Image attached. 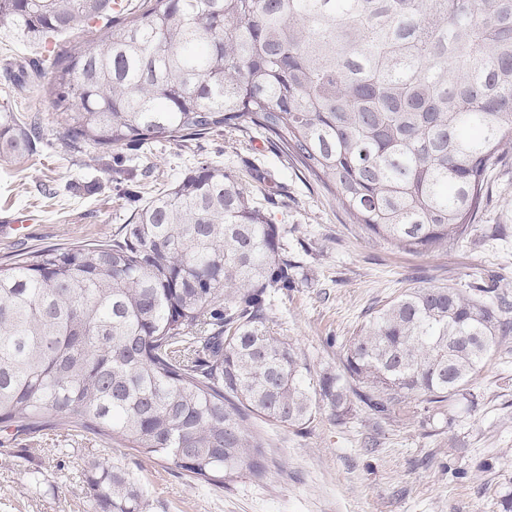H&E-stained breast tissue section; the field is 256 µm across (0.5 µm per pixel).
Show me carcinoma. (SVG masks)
<instances>
[{
	"label": "carcinoma",
	"mask_w": 512,
	"mask_h": 512,
	"mask_svg": "<svg viewBox=\"0 0 512 512\" xmlns=\"http://www.w3.org/2000/svg\"><path fill=\"white\" fill-rule=\"evenodd\" d=\"M0 0L27 41L97 29L51 65L76 146L257 130L368 234L409 252L465 238L485 174L512 142V0ZM35 116L0 113V155L35 150ZM281 228L211 163L154 196L112 238L0 266V427L51 419L105 446L170 458L226 486L268 473L250 418L306 429L350 395L377 416L472 405L473 375L512 331L456 288L405 291L313 372L267 326L292 287ZM102 512H145L98 463Z\"/></svg>",
	"instance_id": "cac0c4a2"
}]
</instances>
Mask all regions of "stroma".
<instances>
[{
  "label": "stroma",
  "mask_w": 512,
  "mask_h": 512,
  "mask_svg": "<svg viewBox=\"0 0 512 512\" xmlns=\"http://www.w3.org/2000/svg\"><path fill=\"white\" fill-rule=\"evenodd\" d=\"M75 30L27 44L0 25V70H34L61 49L88 46ZM38 113L35 153L0 156V212L34 211L26 235L0 236V264L17 254L111 236L136 209L202 162L234 171L256 205L285 230L291 289L273 294L268 324L307 355L314 372L336 371L350 336L409 288L484 289L512 303V145L485 175L468 236L439 250L408 253L353 224L334 196L264 135L228 128L188 141L102 149L73 147L47 87L0 85V112ZM474 407L378 418L356 407L345 422L322 410L304 432L260 418L271 458L264 480L243 475L221 488L191 479L171 461L46 423L36 434L0 430V512H96L86 493L95 462L125 468L148 512H499L512 493V335L474 375ZM491 469H482V461ZM43 473L34 486L30 473Z\"/></svg>",
  "instance_id": "stroma-1"
}]
</instances>
